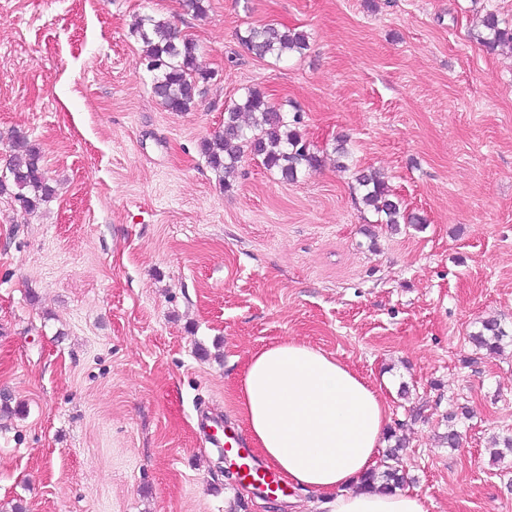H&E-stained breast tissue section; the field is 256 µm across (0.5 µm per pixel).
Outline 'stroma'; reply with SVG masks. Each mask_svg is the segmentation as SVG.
I'll return each mask as SVG.
<instances>
[{
  "label": "stroma",
  "mask_w": 512,
  "mask_h": 512,
  "mask_svg": "<svg viewBox=\"0 0 512 512\" xmlns=\"http://www.w3.org/2000/svg\"><path fill=\"white\" fill-rule=\"evenodd\" d=\"M480 8L512 23V0H0V173L16 129L54 189L0 196V512H321L243 488L199 424L241 428L247 359L287 336L380 388L429 512H512V52L473 38ZM145 14L198 46L190 111L151 92ZM267 23L308 50L256 58L238 34ZM247 87L302 109L319 170L219 182L200 143ZM357 169L416 223H377ZM485 319L501 353L470 341Z\"/></svg>",
  "instance_id": "35a3bbf8"
}]
</instances>
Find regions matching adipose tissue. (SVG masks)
<instances>
[{
	"label": "adipose tissue",
	"instance_id": "1",
	"mask_svg": "<svg viewBox=\"0 0 512 512\" xmlns=\"http://www.w3.org/2000/svg\"><path fill=\"white\" fill-rule=\"evenodd\" d=\"M235 406L267 463L289 484L325 496L328 512H429L420 494L362 487L388 405L334 355L293 338L254 351Z\"/></svg>",
	"mask_w": 512,
	"mask_h": 512
}]
</instances>
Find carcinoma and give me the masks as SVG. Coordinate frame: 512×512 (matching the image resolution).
<instances>
[{
    "instance_id": "cac0c4a2",
    "label": "carcinoma",
    "mask_w": 512,
    "mask_h": 512,
    "mask_svg": "<svg viewBox=\"0 0 512 512\" xmlns=\"http://www.w3.org/2000/svg\"><path fill=\"white\" fill-rule=\"evenodd\" d=\"M132 31L145 45L146 70L152 75L154 97L171 112H186L196 107L200 83L207 81L209 74L198 66L194 40L178 36L166 21L150 15L138 18ZM238 38L249 53L260 59L279 60L301 54L309 47L306 32L273 23L249 26ZM477 40L490 51L499 47L512 49V25L487 11L482 17ZM301 119L299 110L289 112L283 105L271 102L260 89L247 88L238 99L225 106L222 129L203 140L200 151L226 188L231 186L238 163L245 156L261 160L281 181L294 182L301 175L320 169L323 163L319 152L301 136ZM15 138L23 144V151L0 176V193L11 191L21 209L34 212L53 195V187L42 164L40 147L28 142L20 133ZM356 183L362 203L378 216L377 223L394 227L401 223H418L402 210L399 200L377 175L362 172ZM504 336L505 331L497 322L484 321L481 328L470 335V341L476 349L496 354L502 349ZM377 482L382 489L391 491L403 484L404 476L389 466L381 473L372 471L364 478V483L370 487Z\"/></svg>"
}]
</instances>
